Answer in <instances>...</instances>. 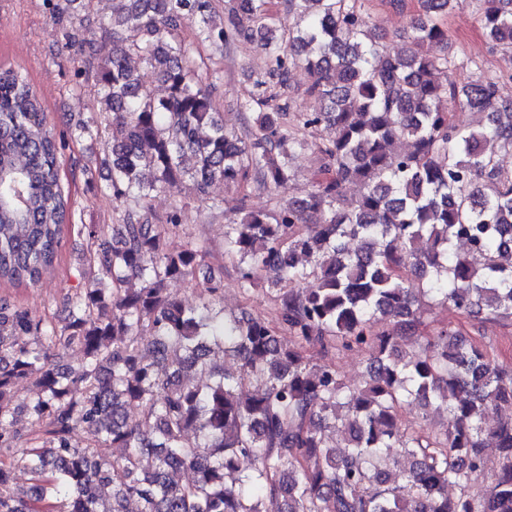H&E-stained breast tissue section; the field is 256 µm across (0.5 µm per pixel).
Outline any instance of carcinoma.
I'll return each mask as SVG.
<instances>
[{"label":"carcinoma","instance_id":"obj_1","mask_svg":"<svg viewBox=\"0 0 512 512\" xmlns=\"http://www.w3.org/2000/svg\"><path fill=\"white\" fill-rule=\"evenodd\" d=\"M232 2L216 24L212 0H124L101 20L98 45L80 39L71 10L92 0H42L67 47L96 64L94 88L112 124L108 189L135 207L118 211L117 236L93 253L88 285L60 297L68 323L0 300V452L9 454L0 512H264L267 498L284 499L283 512H512V366L451 328L423 337L420 353L400 354L417 334L421 295L512 322V263L502 256L512 246V173L497 158L512 150V101L491 79L438 81L452 61L429 47L448 44L439 17L454 0H421L406 53L375 48L360 0H286L290 12L317 6L286 41L266 20V0ZM477 3L487 40L512 48V0ZM190 17L201 41L221 46L230 30L256 43L270 76L303 65L314 76L307 93L326 109L298 112L288 126L254 94L242 104L255 112L248 133L227 131L179 35ZM132 54L166 85L165 97L131 71ZM459 103L487 123L456 126ZM323 124L330 136L316 141ZM85 135L102 130L57 131L25 71L0 65V284L35 287L66 235L95 242L109 232V224L67 223L65 139ZM309 146L323 178L273 212L238 209L224 234L239 288L267 286L279 326L171 298L167 283L194 277L206 246L169 250L180 211L151 221V193L177 194L189 182L207 201L215 180L251 173L275 189L288 182L294 151ZM351 184L362 187L359 197L347 195ZM73 345L83 352L79 370L48 361L49 351ZM308 346L320 361L304 357ZM350 349L371 352L368 380L355 386L333 360ZM218 356L236 359L238 370L217 367ZM23 378L38 389L25 405L38 426L29 434L14 426L12 392ZM250 378L255 388L243 389ZM132 403L144 407L134 424ZM415 403L445 408L451 424L425 435L401 429L399 409ZM489 409L499 415L493 425ZM331 430L345 434V449L328 444ZM488 440L499 471L474 497L468 488L485 469ZM390 448L410 459L403 486L388 480ZM146 454L155 457L151 471L141 470ZM184 468L194 479L179 483L173 475ZM17 469L34 480L27 492L13 488ZM106 487L112 498L102 508Z\"/></svg>","mask_w":512,"mask_h":512}]
</instances>
